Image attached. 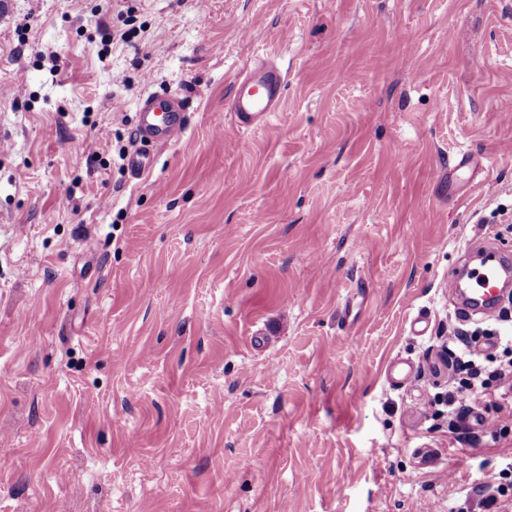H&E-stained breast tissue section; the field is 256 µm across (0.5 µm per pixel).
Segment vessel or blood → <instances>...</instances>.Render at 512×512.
<instances>
[{"mask_svg":"<svg viewBox=\"0 0 512 512\" xmlns=\"http://www.w3.org/2000/svg\"><path fill=\"white\" fill-rule=\"evenodd\" d=\"M284 76L272 62H263L247 70L234 85L230 112L235 125L249 131L267 123L282 98ZM185 112L180 99L173 96H152L139 107L138 135L125 157V167L134 176L149 171L153 161L146 142L169 144L185 131ZM512 267V261L484 247L482 261L469 270L470 301L464 304L465 314L490 318L500 309L503 273Z\"/></svg>","mask_w":512,"mask_h":512,"instance_id":"b4317fda","label":"vessel or blood"}]
</instances>
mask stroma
Wrapping results in <instances>:
<instances>
[{
	"instance_id": "obj_1",
	"label": "stroma",
	"mask_w": 512,
	"mask_h": 512,
	"mask_svg": "<svg viewBox=\"0 0 512 512\" xmlns=\"http://www.w3.org/2000/svg\"><path fill=\"white\" fill-rule=\"evenodd\" d=\"M263 60L285 91L244 133ZM153 95L187 127L135 179ZM510 102L512 0H8L0 512H448L499 481L512 431L455 441L443 339L512 337L448 292L472 237L512 248ZM284 76L273 62L247 70L234 85L230 112L235 125L245 131L267 123L282 98Z\"/></svg>"
}]
</instances>
